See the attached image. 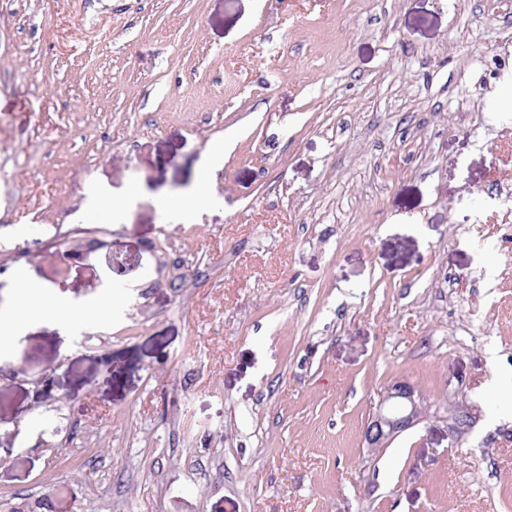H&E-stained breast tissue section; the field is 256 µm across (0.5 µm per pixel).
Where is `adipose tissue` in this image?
I'll use <instances>...</instances> for the list:
<instances>
[{"instance_id": "1", "label": "adipose tissue", "mask_w": 512, "mask_h": 512, "mask_svg": "<svg viewBox=\"0 0 512 512\" xmlns=\"http://www.w3.org/2000/svg\"><path fill=\"white\" fill-rule=\"evenodd\" d=\"M112 309L111 295H104L94 304L77 306L65 300L60 291L36 280L26 281L14 291L9 307L0 310V323L19 330L52 316L61 323L91 322L106 319Z\"/></svg>"}]
</instances>
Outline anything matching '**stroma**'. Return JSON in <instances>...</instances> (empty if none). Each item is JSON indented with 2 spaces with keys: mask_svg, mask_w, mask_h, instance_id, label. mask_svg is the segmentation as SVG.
<instances>
[{
  "mask_svg": "<svg viewBox=\"0 0 512 512\" xmlns=\"http://www.w3.org/2000/svg\"><path fill=\"white\" fill-rule=\"evenodd\" d=\"M507 39L499 0H0V243L30 255L0 306L31 276L112 297L0 349V499L512 512V65L483 67ZM219 141L213 206L164 213ZM132 185L112 252L204 259L183 296L45 242ZM398 379L425 418L369 453Z\"/></svg>",
  "mask_w": 512,
  "mask_h": 512,
  "instance_id": "stroma-1",
  "label": "stroma"
}]
</instances>
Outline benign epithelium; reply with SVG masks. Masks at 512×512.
I'll list each match as a JSON object with an SVG mask.
<instances>
[{"label":"benign epithelium","instance_id":"obj_1","mask_svg":"<svg viewBox=\"0 0 512 512\" xmlns=\"http://www.w3.org/2000/svg\"><path fill=\"white\" fill-rule=\"evenodd\" d=\"M104 259L113 270L126 272L139 268L143 256L136 253L120 260L109 250ZM423 413V399L414 386L404 380L389 385L364 427L363 439L366 448L376 452L387 447L401 433L416 427L422 421ZM464 414L475 417L474 409L469 406L455 402L448 404V416L445 420L448 432L455 439L461 437L459 419Z\"/></svg>","mask_w":512,"mask_h":512}]
</instances>
